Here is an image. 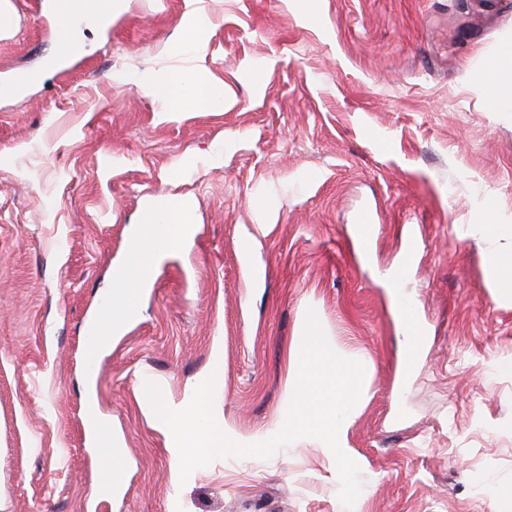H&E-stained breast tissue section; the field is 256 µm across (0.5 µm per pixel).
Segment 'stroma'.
Masks as SVG:
<instances>
[{
	"label": "stroma",
	"instance_id": "1",
	"mask_svg": "<svg viewBox=\"0 0 512 512\" xmlns=\"http://www.w3.org/2000/svg\"><path fill=\"white\" fill-rule=\"evenodd\" d=\"M120 2L111 30L78 28L88 55L71 68L36 0H18L25 23L0 45V84L36 75L0 96V512H345L334 456L308 438L180 483L139 403L149 379L189 404L217 369L226 434L274 436L310 307L370 370L348 430L354 512H512V303H495L477 245L483 225H512V0ZM192 14L213 24L218 112H166L139 88L172 66L162 49ZM163 197L191 205L194 232L99 357V408L124 456L104 499L83 327L143 205ZM398 287L427 333L407 373Z\"/></svg>",
	"mask_w": 512,
	"mask_h": 512
}]
</instances>
